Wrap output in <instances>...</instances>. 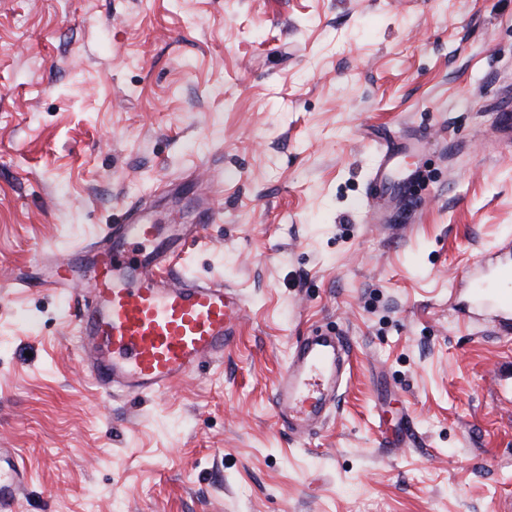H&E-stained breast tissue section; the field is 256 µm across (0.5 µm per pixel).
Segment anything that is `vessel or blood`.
I'll use <instances>...</instances> for the list:
<instances>
[{
	"mask_svg": "<svg viewBox=\"0 0 512 512\" xmlns=\"http://www.w3.org/2000/svg\"><path fill=\"white\" fill-rule=\"evenodd\" d=\"M422 143L408 136L375 161L367 200L404 197L422 178L408 164ZM219 213L213 191L201 193L190 224H149L136 208L120 223L102 225L98 237L47 259L42 290L69 298L82 288L72 348L101 396L156 398L223 359L241 335L245 302L215 278L172 272L183 239L202 240ZM477 298L493 295L497 317L512 322V243L492 256L489 270L467 278ZM350 373V347L342 337L317 331L302 337L274 387L273 413L298 437L322 425ZM26 470L13 449L0 448V512H18Z\"/></svg>",
	"mask_w": 512,
	"mask_h": 512,
	"instance_id": "obj_1",
	"label": "vessel or blood"
}]
</instances>
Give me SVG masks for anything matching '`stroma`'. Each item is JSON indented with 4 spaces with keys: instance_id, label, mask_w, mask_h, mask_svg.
I'll return each mask as SVG.
<instances>
[{
    "instance_id": "35a3bbf8",
    "label": "stroma",
    "mask_w": 512,
    "mask_h": 512,
    "mask_svg": "<svg viewBox=\"0 0 512 512\" xmlns=\"http://www.w3.org/2000/svg\"><path fill=\"white\" fill-rule=\"evenodd\" d=\"M512 0H0V281L130 206L221 218L186 274L224 280L237 345L160 398L107 400L70 339L83 298L0 290V448L19 512H512V336L462 278L512 241ZM418 133L399 230L365 191ZM351 347L329 422L272 410L313 329ZM419 439L380 444L401 413ZM26 470L12 448H0V511L17 512Z\"/></svg>"
}]
</instances>
